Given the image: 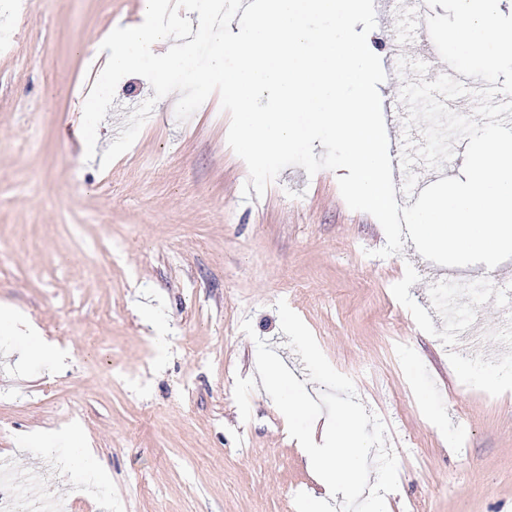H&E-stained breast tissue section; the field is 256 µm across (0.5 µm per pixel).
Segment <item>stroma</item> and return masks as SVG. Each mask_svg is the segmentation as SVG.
<instances>
[{
    "label": "stroma",
    "mask_w": 512,
    "mask_h": 512,
    "mask_svg": "<svg viewBox=\"0 0 512 512\" xmlns=\"http://www.w3.org/2000/svg\"><path fill=\"white\" fill-rule=\"evenodd\" d=\"M142 20L141 0H0V310L66 353L20 361L0 335L15 482L52 451L65 479L38 493L68 512H340L256 370L259 337L322 390L280 330L283 300L389 427L387 512H512V308L497 293L512 259L465 267L447 297L449 267L413 241L376 257L385 233L348 208L336 172L292 166L243 200L248 168L215 94L182 123L176 95L158 100L125 154L86 161L78 108L103 65L86 47ZM416 26L378 17L373 43L437 57ZM153 94L121 79L101 145ZM452 314L471 317L469 337H449Z\"/></svg>",
    "instance_id": "stroma-1"
}]
</instances>
